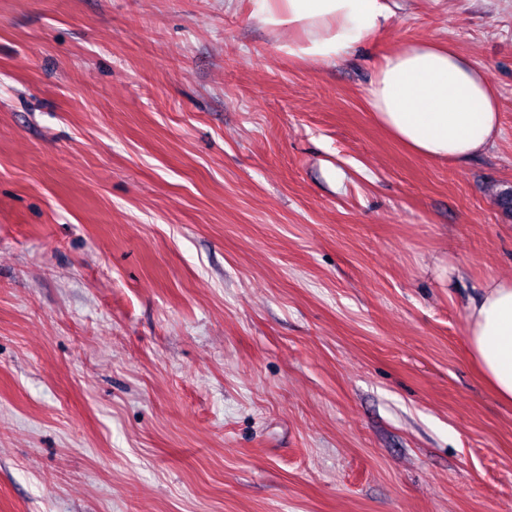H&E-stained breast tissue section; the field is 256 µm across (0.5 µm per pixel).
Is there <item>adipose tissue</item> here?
I'll list each match as a JSON object with an SVG mask.
<instances>
[{"label":"adipose tissue","mask_w":512,"mask_h":512,"mask_svg":"<svg viewBox=\"0 0 512 512\" xmlns=\"http://www.w3.org/2000/svg\"><path fill=\"white\" fill-rule=\"evenodd\" d=\"M266 28L293 30L283 44L297 60L337 62L383 31L387 0H250ZM377 122L413 154L462 162L501 135L496 89L483 69L448 43L406 46L378 64L366 93ZM470 352L499 400L512 404V280L482 285L467 310Z\"/></svg>","instance_id":"adipose-tissue-1"}]
</instances>
